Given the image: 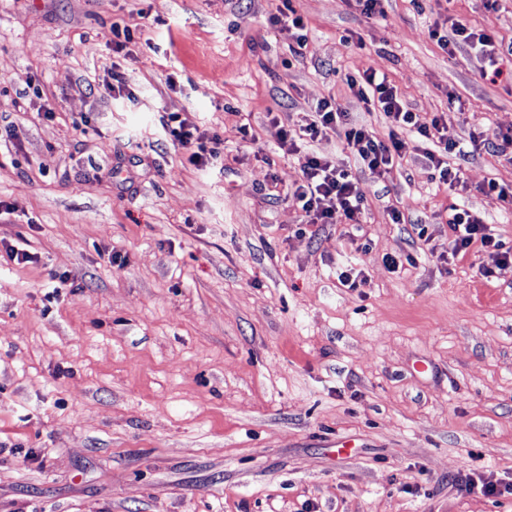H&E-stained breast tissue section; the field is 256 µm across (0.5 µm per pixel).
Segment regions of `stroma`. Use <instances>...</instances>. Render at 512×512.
<instances>
[{"label":"stroma","instance_id":"35a3bbf8","mask_svg":"<svg viewBox=\"0 0 512 512\" xmlns=\"http://www.w3.org/2000/svg\"><path fill=\"white\" fill-rule=\"evenodd\" d=\"M286 2L307 23L297 58L268 21ZM445 11L512 42V0H386L370 19L347 0H0L17 206L0 243L34 257H0V512H512V262L486 279L480 247L441 258L455 204L512 246V207L480 192L512 185V158L478 149L450 192L415 155L382 189L315 141L352 169L364 254L342 224L296 236L303 157L270 122L332 96L386 135L344 80L370 68L422 120L447 113L448 140L512 129V82L429 38ZM115 21L138 29L118 51ZM172 112L221 135L222 166L183 163ZM387 254L415 262L393 273ZM355 263L369 284L351 291ZM468 473L500 492L461 490Z\"/></svg>","mask_w":512,"mask_h":512}]
</instances>
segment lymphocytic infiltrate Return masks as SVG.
Wrapping results in <instances>:
<instances>
[{
    "instance_id": "f902f5d3",
    "label": "lymphocytic infiltrate",
    "mask_w": 512,
    "mask_h": 512,
    "mask_svg": "<svg viewBox=\"0 0 512 512\" xmlns=\"http://www.w3.org/2000/svg\"><path fill=\"white\" fill-rule=\"evenodd\" d=\"M428 32L448 56H455L462 49L469 50L479 61L482 76L492 81L502 76L504 58L512 57V43L502 44L494 34L469 27L451 16L433 21ZM345 83L369 110L383 114L389 129L387 138H380L374 129L353 122L332 96L319 100L304 124L296 128L281 126L276 131L282 150L305 155L301 173L293 183L292 197L312 227L348 224L352 229H360L365 204L351 172L336 158L309 152L310 142L336 135L358 163L381 184L388 180L409 152H422L433 180L452 190L462 184L460 166L468 154L489 143L494 144L498 153L512 151V129L493 133L474 131L463 143L444 138V114L433 115L430 122H420L399 88L374 70L346 75ZM167 127L172 143L187 151L188 162L197 169L210 168L220 161L221 139L217 133L201 128L177 113L170 114ZM448 226L453 233L448 247L449 258L467 253L476 244L488 255L489 264L480 269L482 277H493L495 267L512 261V248L506 247L475 212L453 208Z\"/></svg>"
}]
</instances>
